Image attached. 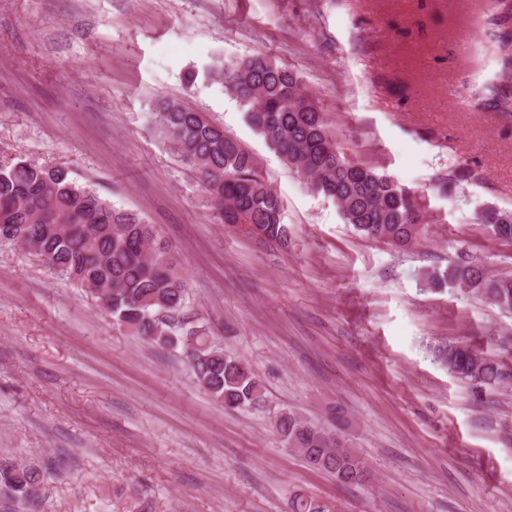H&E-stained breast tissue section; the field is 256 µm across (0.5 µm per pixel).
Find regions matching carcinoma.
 Wrapping results in <instances>:
<instances>
[{"label": "carcinoma", "instance_id": "carcinoma-1", "mask_svg": "<svg viewBox=\"0 0 512 512\" xmlns=\"http://www.w3.org/2000/svg\"><path fill=\"white\" fill-rule=\"evenodd\" d=\"M512 0H487L485 22L508 16ZM488 51L502 66L476 91L500 112L512 110V34L493 40ZM219 79L245 112L249 126L317 193L334 201L345 223L361 236L409 247L420 234L416 217L426 212L424 196L399 185L377 168L346 156L328 128L318 102L299 75L263 56L230 62L215 57L204 70ZM165 143L200 178L215 218L281 247L289 228L283 202L262 175L256 157L224 127L181 103L161 98L154 105ZM480 223L499 240L512 242V211L489 207ZM0 244L39 257L82 288L97 290L113 324L161 349L180 351L197 383L215 401L237 411L267 407L262 381L251 365L224 354L193 311L182 275L183 258L153 224L115 208L97 191L78 184L64 165L0 157ZM433 286L456 283L512 312V274L491 275L477 265L459 264L426 273ZM436 358L476 384H507L501 364L460 343L439 345ZM345 419L336 407L329 425L314 424L283 409L274 428L281 442L313 469L343 486L367 481L363 459L340 432ZM47 473L0 458V499L26 512H44ZM289 512H327L315 498L294 494Z\"/></svg>", "mask_w": 512, "mask_h": 512}]
</instances>
